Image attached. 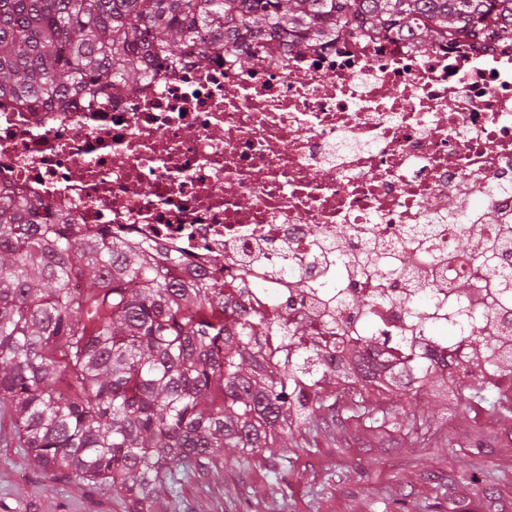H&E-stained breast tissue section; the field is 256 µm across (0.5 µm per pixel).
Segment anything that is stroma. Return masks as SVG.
Returning a JSON list of instances; mask_svg holds the SVG:
<instances>
[{
    "label": "stroma",
    "mask_w": 512,
    "mask_h": 512,
    "mask_svg": "<svg viewBox=\"0 0 512 512\" xmlns=\"http://www.w3.org/2000/svg\"><path fill=\"white\" fill-rule=\"evenodd\" d=\"M501 382L458 381L448 396L402 395L386 428L354 418L298 444L234 449L217 467L184 478L169 512H512V411ZM476 395L463 406L460 395ZM0 512H135L111 487L34 468L0 417Z\"/></svg>",
    "instance_id": "stroma-1"
}]
</instances>
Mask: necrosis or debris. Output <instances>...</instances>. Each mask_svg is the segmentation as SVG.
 Instances as JSON below:
<instances>
[{
	"mask_svg": "<svg viewBox=\"0 0 512 512\" xmlns=\"http://www.w3.org/2000/svg\"><path fill=\"white\" fill-rule=\"evenodd\" d=\"M250 58L242 68V58ZM0 189L48 201L72 224L106 225L171 258L231 277L281 240L306 260L315 229L369 228L391 265L409 229L438 225L451 253L484 210L512 217V38L422 51L415 41L340 33L300 55L238 44L214 59L146 70L134 95L66 110L0 103ZM396 303L354 314L356 333H422L444 355L447 287L419 305L391 277L343 278Z\"/></svg>",
	"mask_w": 512,
	"mask_h": 512,
	"instance_id": "1",
	"label": "necrosis or debris"
}]
</instances>
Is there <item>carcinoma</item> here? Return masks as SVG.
I'll list each match as a JSON object with an SVG mask.
<instances>
[{
    "label": "carcinoma",
    "mask_w": 512,
    "mask_h": 512,
    "mask_svg": "<svg viewBox=\"0 0 512 512\" xmlns=\"http://www.w3.org/2000/svg\"><path fill=\"white\" fill-rule=\"evenodd\" d=\"M356 20L382 34L417 41L512 35V0H0V102L33 112L135 93L147 66L160 73L185 55L207 59L241 41L285 38L298 53ZM474 224L454 257L477 277L453 283L470 334L450 345L458 363L481 355L512 383V272L498 255L512 250V223L492 212ZM350 227L320 235L307 265L275 275L290 292L309 289L326 257L339 254L362 276L376 252L349 253ZM425 249L392 270L414 299L442 279ZM209 270L176 273L179 261L103 226L68 224L45 200L0 191V413L43 474L61 471L90 485L109 483L137 512H166L162 493L178 475L207 470L234 448H286L325 408L382 388L400 394L394 371L416 372L417 389L448 383V363L345 334L343 313L393 301L388 295L336 296L315 309L321 328L295 318L287 299L267 312L240 300L266 288L256 271L224 280V256Z\"/></svg>",
    "instance_id": "cac0c4a2"
}]
</instances>
